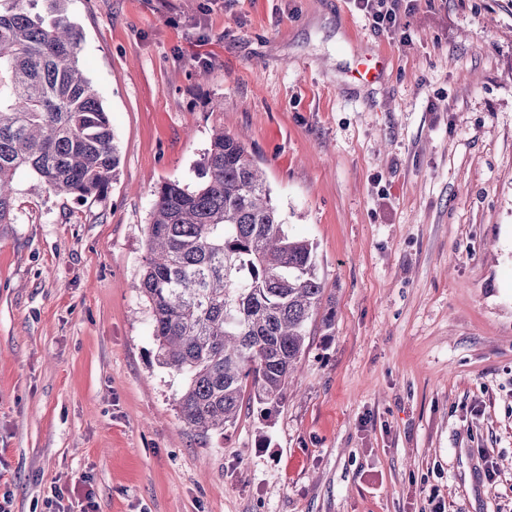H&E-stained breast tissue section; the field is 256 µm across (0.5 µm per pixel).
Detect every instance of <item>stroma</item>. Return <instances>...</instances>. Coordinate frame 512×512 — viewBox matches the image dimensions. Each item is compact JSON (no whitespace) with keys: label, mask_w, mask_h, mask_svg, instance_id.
Listing matches in <instances>:
<instances>
[{"label":"stroma","mask_w":512,"mask_h":512,"mask_svg":"<svg viewBox=\"0 0 512 512\" xmlns=\"http://www.w3.org/2000/svg\"><path fill=\"white\" fill-rule=\"evenodd\" d=\"M117 177L15 178L0 224V494L12 512H512V0H69ZM387 50L375 90L350 53ZM244 134L336 305L272 415L202 436L140 293L163 182ZM357 8L369 17L377 29L394 32L398 29L399 0H355Z\"/></svg>","instance_id":"35a3bbf8"}]
</instances>
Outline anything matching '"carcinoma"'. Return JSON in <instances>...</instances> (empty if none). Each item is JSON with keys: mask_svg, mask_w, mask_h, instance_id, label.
Wrapping results in <instances>:
<instances>
[{"mask_svg": "<svg viewBox=\"0 0 512 512\" xmlns=\"http://www.w3.org/2000/svg\"><path fill=\"white\" fill-rule=\"evenodd\" d=\"M45 2L41 14L31 0H0V224L14 223L18 171L85 199L120 164L69 0ZM199 169L196 187L167 181L155 192L140 290L157 363L183 379L179 416L207 435L246 407L270 415L284 403L309 322L320 317L332 335L336 305L314 244L286 229L242 136L213 129Z\"/></svg>", "mask_w": 512, "mask_h": 512, "instance_id": "cac0c4a2", "label": "carcinoma"}]
</instances>
